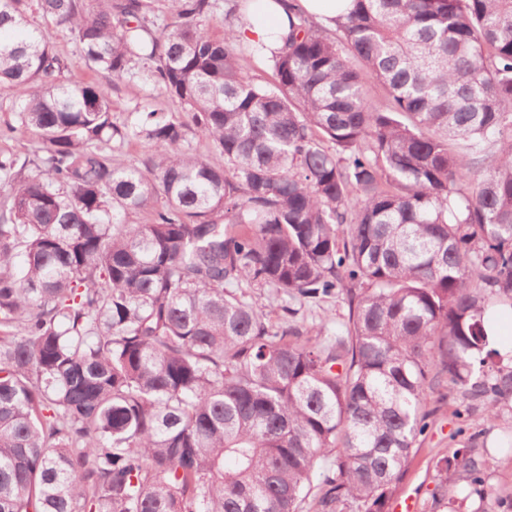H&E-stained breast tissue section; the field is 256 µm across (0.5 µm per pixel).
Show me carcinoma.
I'll return each instance as SVG.
<instances>
[{"mask_svg":"<svg viewBox=\"0 0 512 512\" xmlns=\"http://www.w3.org/2000/svg\"><path fill=\"white\" fill-rule=\"evenodd\" d=\"M162 2L0 0V87L41 140L0 152V512H388L440 384L488 421L512 400L488 328L512 308V0L298 14L272 85L243 71L266 53L235 37L245 0L221 40L219 0ZM62 33L191 122H113ZM245 286L341 295L346 330L268 324ZM475 444L441 487L483 484ZM150 149V144L144 139L134 138L121 145L112 144L114 157L127 166L137 165Z\"/></svg>","mask_w":512,"mask_h":512,"instance_id":"cac0c4a2","label":"carcinoma"}]
</instances>
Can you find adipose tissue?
I'll return each instance as SVG.
<instances>
[{
	"label": "adipose tissue",
	"instance_id": "adipose-tissue-1",
	"mask_svg": "<svg viewBox=\"0 0 512 512\" xmlns=\"http://www.w3.org/2000/svg\"><path fill=\"white\" fill-rule=\"evenodd\" d=\"M351 0H248V22L236 28L241 42L265 44L278 50L284 45L289 23L296 13H304L320 24L348 11Z\"/></svg>",
	"mask_w": 512,
	"mask_h": 512
}]
</instances>
